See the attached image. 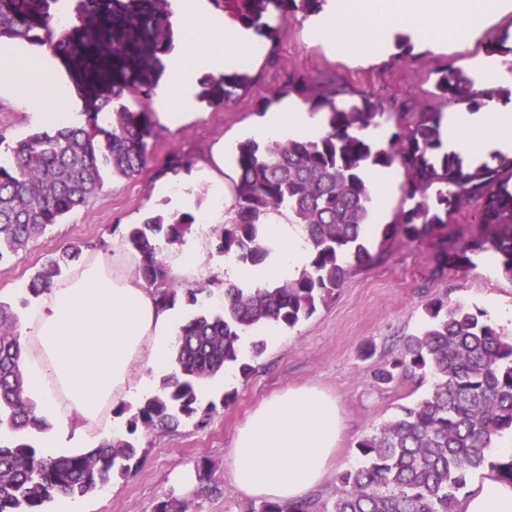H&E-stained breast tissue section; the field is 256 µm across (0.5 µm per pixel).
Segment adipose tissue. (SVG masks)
<instances>
[{
	"label": "adipose tissue",
	"instance_id": "obj_1",
	"mask_svg": "<svg viewBox=\"0 0 512 512\" xmlns=\"http://www.w3.org/2000/svg\"><path fill=\"white\" fill-rule=\"evenodd\" d=\"M503 0H327L306 27L311 42L343 56L377 60L397 33L432 51L464 42ZM172 20L181 35L169 56L168 81L158 85L159 119L177 125L194 102L188 71L212 75L244 67L256 55L257 37L213 13L207 0H172ZM7 88L42 122L62 127L72 113L55 108L65 96L62 79L46 54L12 42L0 44V88ZM327 131L325 116L294 98L266 112L250 135L263 142L288 136L316 140ZM446 151L464 162L491 155L512 157V105L490 101L479 112L461 104L445 114ZM269 258L237 269L243 287L292 278L309 261V250L292 225L270 219ZM139 255L120 248L89 253L40 296L24 316L21 335L25 395L48 428L40 447L58 455L94 448L112 432V409L155 388L148 370L167 369L171 344L183 315L158 305L133 270ZM79 430H72L73 419ZM343 422L333 398L315 387L282 392L261 403L238 431L227 457L228 471L243 494L280 504L303 500L325 479ZM461 512H512V484L493 477L476 483Z\"/></svg>",
	"mask_w": 512,
	"mask_h": 512
}]
</instances>
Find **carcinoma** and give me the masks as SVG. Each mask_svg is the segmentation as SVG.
Instances as JSON below:
<instances>
[{
    "label": "carcinoma",
    "instance_id": "obj_1",
    "mask_svg": "<svg viewBox=\"0 0 512 512\" xmlns=\"http://www.w3.org/2000/svg\"><path fill=\"white\" fill-rule=\"evenodd\" d=\"M0 0V41L47 47L59 60L90 107L83 125L34 133L16 142L0 158V262L24 250L48 228L61 223L104 187L107 176L132 178L150 162L146 138L149 113L133 112L127 97L150 99L174 48L170 0ZM229 20L261 38L259 51L273 53L279 22L300 11L307 15L325 0H212ZM245 71L200 79L201 97L216 105L249 86ZM465 72L440 71V95L485 108ZM312 112L326 113L328 131L315 141L289 137L239 142L234 216L218 235L216 249L242 264H257L270 253L264 224L284 208L290 223L310 247L312 259L295 279L266 288L224 284L221 310L204 311L175 336L171 369L158 392L112 413L124 419L112 437L92 451L55 456L31 443L45 422L34 402L24 397L20 366V318L17 307L28 297L49 291L61 276L60 262L80 258L78 244L64 250L25 287L19 304L0 300V512H47L59 497L84 496L112 486L115 473L137 460L139 431L177 428L181 420L204 422L215 405L201 408V381L227 369L247 375L241 333L266 324L292 329L334 298L350 270L372 259V240L364 235L371 221V194L365 172L399 163L407 175L408 209L381 232L382 242L402 237L410 242L431 236L449 224L463 203L480 204L479 233L455 234L437 257V271L470 255L487 253L512 279V160L466 166L443 150L442 113L422 109L401 113L402 123L385 147L355 136V126L378 127L382 106L367 96L349 104L310 94L301 78L288 85ZM190 213L149 216L128 234L130 248L142 260L137 274L156 287L167 308L185 301L198 304L200 289L176 281L162 256L192 232ZM421 329L404 340L400 357L379 368L385 384L402 377L430 381L426 395L362 439L360 465L341 473L336 490L317 506L264 503L257 512H457L459 494L469 477L489 469L512 481V456L491 461L487 448L504 431L512 432V335L488 315L440 297L425 307ZM155 512H189L187 502L170 496Z\"/></svg>",
    "mask_w": 512,
    "mask_h": 512
}]
</instances>
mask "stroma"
I'll use <instances>...</instances> for the list:
<instances>
[{
  "mask_svg": "<svg viewBox=\"0 0 512 512\" xmlns=\"http://www.w3.org/2000/svg\"><path fill=\"white\" fill-rule=\"evenodd\" d=\"M308 21L300 12L289 18L274 54L262 55L249 65L251 84L227 104L213 106L198 100L180 126L153 122L150 165L130 179H107L103 191L85 207L30 242L18 256L0 262V299L18 300L22 286L66 245L107 252L123 243L130 226L157 212H177L172 188L189 182L195 170L207 165L216 167L224 181L225 202L216 207L210 194H194L192 213L211 215L212 222L194 227L182 243L187 251L203 252L204 259L196 274L186 279L187 284L202 287L200 302L181 304L180 309L188 319L205 307L219 309L227 260L216 252L215 243L232 211L237 178L232 154L262 120L267 100L299 77L310 80L319 92L337 91L345 99L365 94L384 107L381 128L389 135L395 132L401 112L452 109V101L436 88L442 69L470 71L489 42L503 39L512 45V9L504 7L483 20L469 45L451 42L437 53L415 49L406 55L393 44L377 64L364 67L309 42ZM43 129L17 99L0 95L1 144L12 146ZM174 156L188 159L189 168L176 176L162 174V166ZM440 240L436 234L421 242L398 238L373 245L372 262L351 270L334 299L295 328L277 330L275 337L267 338L266 350L254 360L248 376L227 374L210 395L218 407L205 425L192 419L167 434L138 433L137 466L114 475L111 488L78 498L83 512H154L169 494L188 501L192 512H249L255 501L238 491L226 466L235 434L262 402L300 386H316L335 397L343 419L330 475L311 495L316 502L326 501L337 475L360 464L358 443L427 392V385L409 379L379 383L375 373L401 352L405 337L423 322L429 301L446 292L492 320L512 314V279L483 254L473 256L464 267L438 269ZM204 462L210 467L206 475L200 471ZM205 485L210 488L206 494L201 491Z\"/></svg>",
  "mask_w": 512,
  "mask_h": 512,
  "instance_id": "1",
  "label": "stroma"
}]
</instances>
